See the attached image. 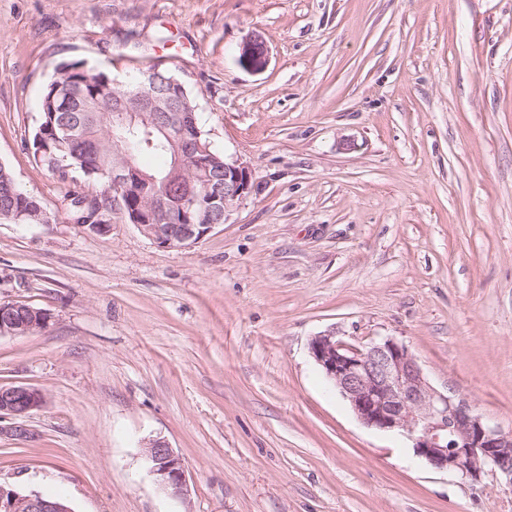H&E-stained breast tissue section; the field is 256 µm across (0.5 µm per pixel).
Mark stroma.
I'll list each match as a JSON object with an SVG mask.
<instances>
[{
	"mask_svg": "<svg viewBox=\"0 0 512 512\" xmlns=\"http://www.w3.org/2000/svg\"><path fill=\"white\" fill-rule=\"evenodd\" d=\"M75 60L184 84L253 174L226 223L164 249L69 221L32 137ZM0 163L48 215L0 224V303L50 315L0 337V387L46 398L24 436L0 419V483L76 512H512L364 426L309 354L396 337L512 431V0H0ZM268 47L260 34H253L240 46L238 63L250 70L259 71L268 63ZM147 460L157 484L175 497L188 494L189 484L182 458L161 439H152L147 448Z\"/></svg>",
	"mask_w": 512,
	"mask_h": 512,
	"instance_id": "1",
	"label": "stroma"
}]
</instances>
